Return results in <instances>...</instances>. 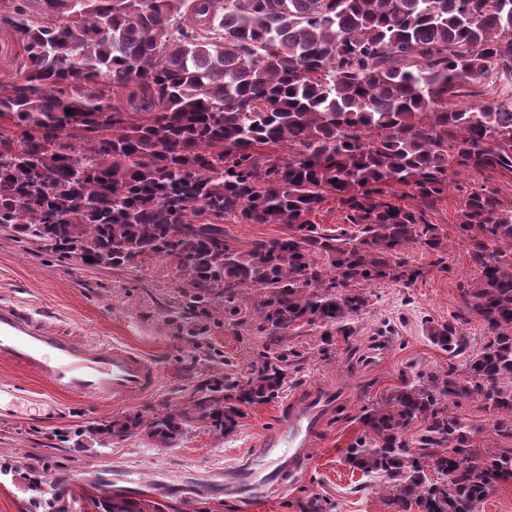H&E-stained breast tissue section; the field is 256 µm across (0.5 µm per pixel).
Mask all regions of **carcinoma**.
Wrapping results in <instances>:
<instances>
[{"label":"carcinoma","mask_w":512,"mask_h":512,"mask_svg":"<svg viewBox=\"0 0 512 512\" xmlns=\"http://www.w3.org/2000/svg\"><path fill=\"white\" fill-rule=\"evenodd\" d=\"M2 23L22 59L0 77V227L104 268L164 258L192 307L222 288L235 321L251 290L265 336L247 379L214 376L183 411L86 433H233L240 405L283 391L293 332L315 329L323 351L349 341L367 286L422 275L406 247L444 252L425 209L466 171L481 184L457 187V230L477 279L430 336L454 356L474 315L491 339L461 375L406 378L364 408L344 462L379 480L390 512H478L512 484V202L488 186L512 178V0H0ZM328 198L352 232L315 224ZM225 220L288 234L240 251ZM476 395L488 429L458 413ZM51 488V512H159L94 484Z\"/></svg>","instance_id":"carcinoma-1"}]
</instances>
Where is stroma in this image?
<instances>
[{"label":"stroma","instance_id":"obj_1","mask_svg":"<svg viewBox=\"0 0 512 512\" xmlns=\"http://www.w3.org/2000/svg\"><path fill=\"white\" fill-rule=\"evenodd\" d=\"M458 193L449 190L427 211L429 223L448 236L443 253L410 247L404 258L421 277L406 286L387 279L367 286L370 305L356 318L357 334L347 344L320 352L315 333L299 329L291 344L300 351L284 393L248 406L236 431L217 438L191 428L171 447H161L144 429L98 443L83 436L93 423L140 414L150 416L187 405L216 375L245 377L265 340L258 318L226 320L224 292L215 289L204 312L188 307V289L170 262L156 258L136 268L108 269L52 252L43 244L0 230V295L45 304L73 316L94 335L122 341L156 359V392L115 407L48 406L29 399L0 405V512H43L27 488L31 474L48 480L92 483L120 474L150 484L149 497L161 512H388L378 482L345 466L343 455L361 432L363 407L380 401L410 372L447 371L461 358L429 339L431 324L447 321L462 307L459 286L472 280L468 241L456 229ZM387 338L388 358L368 368L362 351ZM313 384L341 387L345 396L312 450L307 470L287 491L244 510L223 495L203 496L199 483L222 481L224 469L252 453L290 394Z\"/></svg>","mask_w":512,"mask_h":512}]
</instances>
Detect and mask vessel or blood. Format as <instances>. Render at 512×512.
Returning <instances> with one entry per match:
<instances>
[{
	"mask_svg": "<svg viewBox=\"0 0 512 512\" xmlns=\"http://www.w3.org/2000/svg\"><path fill=\"white\" fill-rule=\"evenodd\" d=\"M0 364L47 382L56 400L115 406L154 392L159 373L139 349L91 335L82 323L49 307L3 295ZM341 396L338 388L315 384L288 399L260 452L225 468V494L248 507L299 477Z\"/></svg>",
	"mask_w": 512,
	"mask_h": 512,
	"instance_id": "obj_1",
	"label": "vessel or blood"
}]
</instances>
